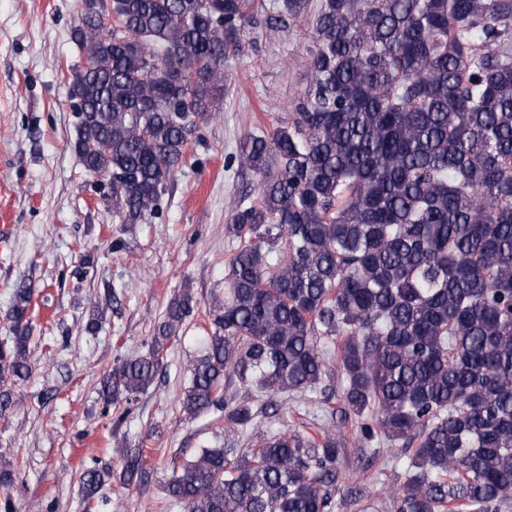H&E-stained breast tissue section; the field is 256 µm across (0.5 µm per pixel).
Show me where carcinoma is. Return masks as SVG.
I'll return each instance as SVG.
<instances>
[{"label":"carcinoma","instance_id":"obj_1","mask_svg":"<svg viewBox=\"0 0 512 512\" xmlns=\"http://www.w3.org/2000/svg\"><path fill=\"white\" fill-rule=\"evenodd\" d=\"M309 0H283L290 19ZM257 0H77L70 68L84 171L121 224H142L188 144L224 97V60L252 33ZM309 80L269 135L249 133L238 166L257 200L236 204L240 242L187 365L188 419L248 426L224 400L232 375L266 393L314 391L336 345L342 397L360 438L413 447L393 512L512 508V0H320ZM34 290L13 288L0 341V417L31 374ZM198 300L169 301L147 350L101 382L121 424L154 384ZM256 448H200L165 485L185 512H334L345 477L332 426ZM126 484L143 449L121 448ZM0 463V512H15ZM104 484L81 473L84 504Z\"/></svg>","mask_w":512,"mask_h":512}]
</instances>
